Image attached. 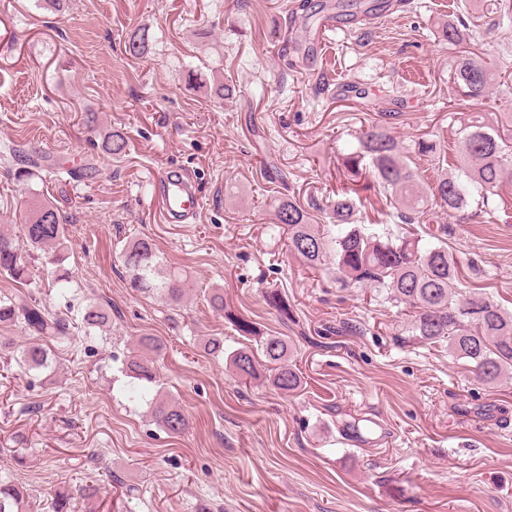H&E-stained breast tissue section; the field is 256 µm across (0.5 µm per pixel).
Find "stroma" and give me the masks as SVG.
<instances>
[{
	"instance_id": "stroma-1",
	"label": "stroma",
	"mask_w": 512,
	"mask_h": 512,
	"mask_svg": "<svg viewBox=\"0 0 512 512\" xmlns=\"http://www.w3.org/2000/svg\"><path fill=\"white\" fill-rule=\"evenodd\" d=\"M294 2L69 0L52 14L38 0H0V230L23 238L35 196L65 213L72 291L57 298L40 251L26 257L29 290L77 329L35 372L15 361L32 334L0 324L12 343L0 350V478L26 484L34 512H50L63 489L75 493L71 512H88L82 484L100 487L102 512H512V380L475 382L446 347L408 335L407 308L308 267L272 208L279 172L297 198L325 202L339 155L378 112L402 113L400 143L432 134L454 151L450 115L472 105L453 82L455 51L438 40L453 16L478 18L463 48L502 75L482 109L512 113V21L495 23L491 0H410L345 25L315 62L299 45L320 19L293 14ZM142 27L149 52L135 58L125 42ZM219 80L236 89L221 104L206 92ZM355 82L366 98L347 94ZM111 131L126 137L125 156L100 150ZM14 146L66 170L18 182ZM170 166L204 193L193 223L158 221L153 183ZM439 221L462 288L512 310V223L444 211ZM137 238L186 271L185 303L129 288L119 253ZM214 288L261 334L286 339L296 392L236 376L226 353L256 342L212 311ZM271 290L287 316L268 305ZM91 302L112 321L86 335ZM143 334L164 343L159 386L185 411L184 434L127 395L122 363ZM215 337L224 355L208 351ZM353 417L380 419L381 445L343 437Z\"/></svg>"
}]
</instances>
